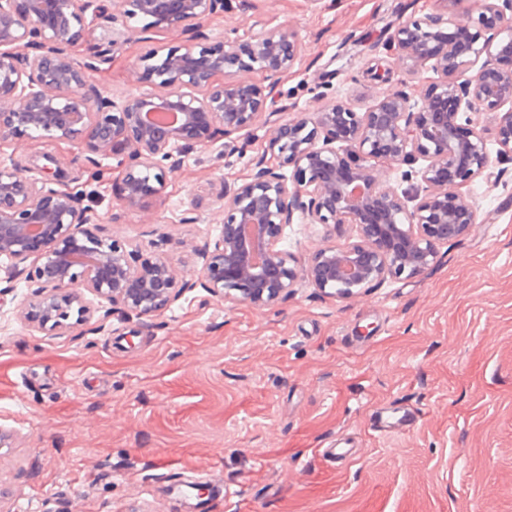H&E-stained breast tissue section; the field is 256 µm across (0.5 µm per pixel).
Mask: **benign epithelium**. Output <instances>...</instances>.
<instances>
[{
	"label": "benign epithelium",
	"instance_id": "obj_1",
	"mask_svg": "<svg viewBox=\"0 0 512 512\" xmlns=\"http://www.w3.org/2000/svg\"><path fill=\"white\" fill-rule=\"evenodd\" d=\"M123 2L126 21L112 30V45L81 62L71 50L100 22H117L101 0H0V145L22 137L66 141L85 169L116 158L119 201L137 206L157 195L165 172L194 149L277 114L275 87L293 67L300 42L294 31L278 28L243 52L228 41L206 45L208 20L229 0ZM473 7L478 24L456 25L454 40L440 38L448 25L443 13L390 25L386 52L414 79L426 67L437 75L425 84L426 106L415 108L411 92L399 89L368 112L333 103L274 124L267 154L252 162L246 181L224 186L222 228L199 251L194 281L178 278L168 255L145 256L102 234L85 204L88 194L69 187L62 169L42 166L36 177L0 159V256L14 260L9 290L24 276L23 318L41 331L66 330L90 318L86 292L104 318L119 310L151 315L197 287L256 309L288 300L300 282L349 299L388 277L426 269L438 246L475 223L471 186L492 167L472 112L498 113L496 141L500 152L512 154V63L505 62L512 41L503 37L512 32V0H473ZM136 17L148 20L143 33L180 31L183 45L139 60L165 92L116 101L93 75L134 32L127 20ZM218 75L224 81L216 82ZM197 89L205 93L199 97ZM156 113L178 120L158 122ZM420 160V184L411 194H398L381 178V164ZM286 166L294 169L290 182ZM296 214L328 234L352 224L358 241L322 247L302 261L279 247Z\"/></svg>",
	"mask_w": 512,
	"mask_h": 512
}]
</instances>
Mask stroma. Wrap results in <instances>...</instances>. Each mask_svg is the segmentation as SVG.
I'll use <instances>...</instances> for the list:
<instances>
[{
    "instance_id": "35a3bbf8",
    "label": "stroma",
    "mask_w": 512,
    "mask_h": 512,
    "mask_svg": "<svg viewBox=\"0 0 512 512\" xmlns=\"http://www.w3.org/2000/svg\"><path fill=\"white\" fill-rule=\"evenodd\" d=\"M440 12L478 18L467 0H231L208 29L240 46L272 28L297 34L280 83L289 121L332 102L369 111L408 79L395 61L389 82L366 74L387 57L388 25ZM182 42L167 30L116 45L104 24L72 54L111 46L94 78L119 100L158 92L135 64ZM270 134L262 119L195 150L142 207L117 201L116 160L85 172L68 143L25 138L0 153L79 176L105 234L168 254L193 280L224 184L249 174ZM488 147L493 176L471 189L470 231L422 272L350 299L302 285L255 309L195 288L158 314L53 335L24 321L25 288L0 294V512H512V156ZM190 208L196 222L182 223ZM285 235L303 259L356 239L349 224L328 236L296 222ZM393 408L417 423L379 427ZM335 440L358 451L342 468L322 455Z\"/></svg>"
}]
</instances>
